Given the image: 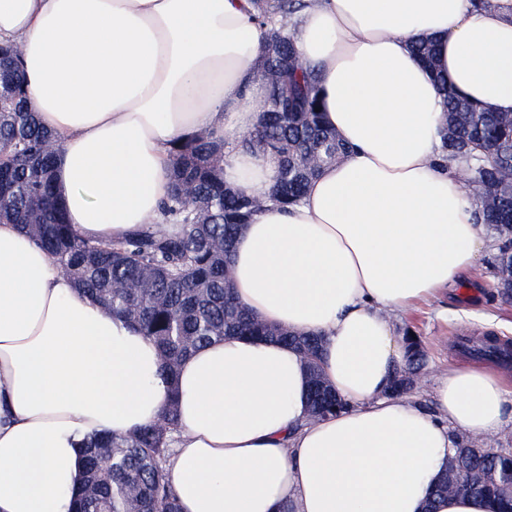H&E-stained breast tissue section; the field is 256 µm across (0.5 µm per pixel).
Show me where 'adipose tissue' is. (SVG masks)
Listing matches in <instances>:
<instances>
[{
    "label": "adipose tissue",
    "mask_w": 512,
    "mask_h": 512,
    "mask_svg": "<svg viewBox=\"0 0 512 512\" xmlns=\"http://www.w3.org/2000/svg\"><path fill=\"white\" fill-rule=\"evenodd\" d=\"M294 32L349 153L300 204L242 227L231 286L258 320L322 337L346 409L309 419L305 363L277 341L225 337L168 378L152 340L1 221L0 512H71L81 439L134 432L172 398L181 512H493L469 495L426 502L458 433L512 427L501 372H450L432 412L387 388L405 355L394 316L468 276L485 247L462 162L440 159L438 81L512 112V0H309ZM424 37L431 68L411 49ZM0 42L56 139L80 237L121 239L157 215L172 143L202 131L224 146L225 183L268 197L275 162L238 146L264 101L267 31L248 0H0Z\"/></svg>",
    "instance_id": "obj_1"
}]
</instances>
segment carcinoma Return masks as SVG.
<instances>
[{
  "instance_id": "1",
  "label": "carcinoma",
  "mask_w": 512,
  "mask_h": 512,
  "mask_svg": "<svg viewBox=\"0 0 512 512\" xmlns=\"http://www.w3.org/2000/svg\"><path fill=\"white\" fill-rule=\"evenodd\" d=\"M255 20L267 28V52L259 65L265 85L264 120L240 145L277 163L270 199L282 207L298 204L321 167L343 158L347 148L317 108L322 93L317 73L302 65L291 20L305 0H251ZM16 80L11 112H0V216L29 233L49 258L69 274L103 309L132 323L154 341L170 375L194 350L226 336H252L288 343L302 354L310 374V414L324 418L346 408L326 385L319 358L322 340L255 320L236 300L228 266L241 227L263 201L224 184L220 150L200 133L173 143L172 186L160 215L148 218L127 238L92 242L67 224L56 200L53 135L40 125L29 101L15 49L0 46ZM444 119L442 158L467 161L478 223L501 241L494 256L500 295L512 300V113L486 111L452 88L441 87ZM406 359L388 392L414 389L412 377L423 366L418 337L404 336ZM175 404L163 421L129 434L93 437L85 448L84 486L74 512H180L169 458ZM466 469L495 512H512V452L491 454L475 441L457 445L433 495L448 494L450 474Z\"/></svg>"
}]
</instances>
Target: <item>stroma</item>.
I'll return each mask as SVG.
<instances>
[{"label":"stroma","mask_w":512,"mask_h":512,"mask_svg":"<svg viewBox=\"0 0 512 512\" xmlns=\"http://www.w3.org/2000/svg\"><path fill=\"white\" fill-rule=\"evenodd\" d=\"M485 241L472 277L431 304L396 320L397 332L419 336L427 352L417 386L409 394L424 407L433 405L435 387L448 370L473 364L495 366V359L478 351L484 337L495 336L512 343V301L500 299L492 272L498 240L489 233Z\"/></svg>","instance_id":"obj_1"}]
</instances>
